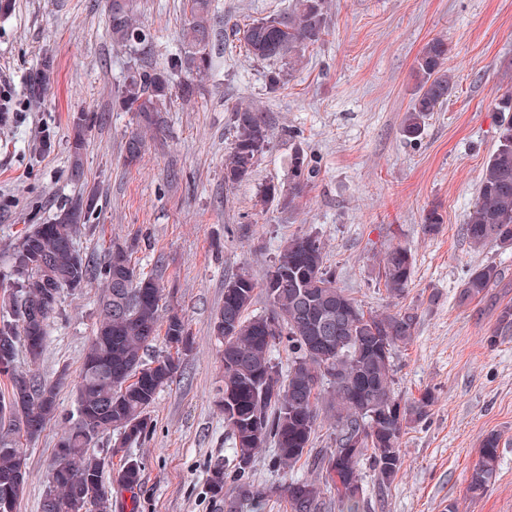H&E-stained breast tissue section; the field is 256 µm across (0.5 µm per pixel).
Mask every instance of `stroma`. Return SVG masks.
<instances>
[{"instance_id": "obj_1", "label": "stroma", "mask_w": 512, "mask_h": 512, "mask_svg": "<svg viewBox=\"0 0 512 512\" xmlns=\"http://www.w3.org/2000/svg\"><path fill=\"white\" fill-rule=\"evenodd\" d=\"M288 2L216 0L212 76L195 102L172 100L164 132L148 139L140 164L129 168L122 150L132 116L115 108L114 95L130 57L112 41L104 0H17L15 13L0 19V90L16 104L14 122L0 127V275L8 270V246L30 225L54 218L83 188L97 189V231L79 237L77 248L97 261L110 242L134 243V265L158 274L168 312L184 320L192 340L151 409L152 433L131 450L141 463L140 484L115 512H225L207 483L210 465L232 458L215 404L221 369L211 330L224 280L245 268L263 281L286 239L315 234L339 285L365 310L423 308L412 343L393 356V388L408 402L428 389L437 400L428 419L404 435L402 468L387 489L378 488L368 462L360 463L363 512H446L451 503L459 512H512V335L486 343L496 303L512 302V249L472 247L462 231L497 143L495 100L512 86V0H330L323 41L273 90L271 64L249 57L232 29ZM184 8V0H140V19L155 36L154 63L181 48ZM434 38L448 43L455 89L410 141L401 127L414 61ZM48 53L53 88L35 103L27 75ZM239 102L264 109L272 140L251 177L229 189L224 160ZM78 112L94 118L80 184L68 178ZM286 127L297 140L283 135ZM45 130L54 145L35 154ZM298 145L317 177L295 209L260 206V187L287 182ZM432 208L442 224L427 235L423 216ZM392 244L409 248L415 260L401 300L378 279V262ZM488 262L501 269L502 281L490 299L459 306L469 271ZM100 293L93 285L64 295L41 360L19 356L21 369L49 381L62 367L76 369L96 331ZM61 429L50 421L28 443L30 478L18 512H40ZM491 432L500 437L498 479L473 499L468 479ZM274 455L270 446L257 455L256 484L272 491L290 476L315 477L302 463L285 473Z\"/></svg>"}]
</instances>
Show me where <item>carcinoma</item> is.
<instances>
[{"mask_svg": "<svg viewBox=\"0 0 512 512\" xmlns=\"http://www.w3.org/2000/svg\"><path fill=\"white\" fill-rule=\"evenodd\" d=\"M186 10L183 48L157 66L148 62L154 37L136 20L132 0L109 3L108 30L135 60L115 96L119 109L132 113L137 125L125 145L127 167L139 163L147 133L163 129V112L172 95L192 100L214 67L212 0H186ZM327 28L328 0H292L237 33L247 54L264 62L285 61L292 68L305 49L323 39ZM414 70L415 89L402 125L403 135L413 140L422 135L427 117L447 104L453 93L448 43L440 38L427 42ZM53 71V56H44L28 78L34 98H41ZM496 111L498 144L479 175L477 199L463 234L475 247L495 243L511 248V90L502 95ZM233 112L235 136L224 161L227 186L247 179L270 144L264 111L240 103ZM88 122L84 113L72 117L70 176L76 181L84 177ZM289 170L287 186L268 184L260 190L261 206L275 202L292 207L317 174L300 146L290 156ZM98 202L94 192L76 196L53 222L34 225L10 248L9 272L0 280V376L10 385L0 396V512H17L29 482L26 463L12 451L14 443L21 437L35 440L55 418L64 423L57 446L69 449L68 474L61 480L47 476L40 512H112L119 496L140 484V462L128 449L152 432L151 408L160 391L173 382L182 353L191 348L184 321L176 314H163L157 278L138 272L132 264L134 244L109 247L99 263L77 249V236L96 229L92 219ZM413 272L414 258L406 247L392 245L384 252L379 275L390 297L400 299L408 293ZM501 277L494 263L473 268L458 303L481 301ZM92 281L103 288L98 324L75 377L76 408L65 414L59 411L57 389L67 380L68 368H62L54 382L33 374L24 382L16 359L21 347L30 362L41 358L47 327L60 313L62 296ZM259 288L269 309L251 316ZM419 319L417 305L378 313L364 310L338 285L336 272L326 265L321 240L312 234L288 239L263 283L244 270L226 280L224 302L213 326L222 368L218 406L232 440L233 458L229 464L210 467L213 496L223 497L229 483L238 500L257 510L276 492L290 512H321L324 491L332 489L338 512H360L365 495L360 462H369L379 488L389 486L402 466L404 434L428 419L436 400L428 390L407 403L392 386L393 354L411 343ZM162 327L167 354L148 362L144 350ZM511 335L508 302L501 306L487 343L493 346ZM280 346L290 356L285 375L273 357ZM323 412L334 419L335 447L318 461V478L290 479L273 491L255 484L251 472L257 451L271 443L279 467L294 468L308 455ZM114 432L117 439L108 454L121 456L123 464L107 482L103 474L109 460L88 448ZM498 466L499 437L491 433L482 440L470 475L471 496L481 497L494 486Z\"/></svg>", "mask_w": 512, "mask_h": 512, "instance_id": "carcinoma-1", "label": "carcinoma"}]
</instances>
